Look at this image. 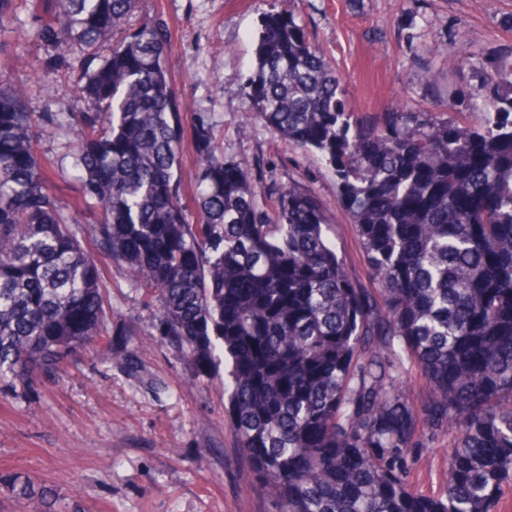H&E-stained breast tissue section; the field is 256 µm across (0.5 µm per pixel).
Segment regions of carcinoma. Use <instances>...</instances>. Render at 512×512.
I'll return each instance as SVG.
<instances>
[{
  "label": "carcinoma",
  "mask_w": 512,
  "mask_h": 512,
  "mask_svg": "<svg viewBox=\"0 0 512 512\" xmlns=\"http://www.w3.org/2000/svg\"><path fill=\"white\" fill-rule=\"evenodd\" d=\"M137 0H60L42 24L100 64L82 86L73 152L81 203L55 205L33 151L44 117L0 74V392L59 374L100 337L96 244L155 302L161 339L198 377L224 354L230 432L269 512H506L512 482V51L474 88L480 129L426 112L353 117L342 78L290 16L263 21L244 89L255 118L333 167L338 204L371 287L325 234L309 189L275 216L247 170L194 127L196 221L180 200L186 129L163 28H126ZM425 381L419 397L404 365ZM451 436L444 494L413 487L410 450ZM23 512H58L51 489L13 477Z\"/></svg>",
  "instance_id": "cac0c4a2"
}]
</instances>
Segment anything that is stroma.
Listing matches in <instances>:
<instances>
[{
    "instance_id": "obj_1",
    "label": "stroma",
    "mask_w": 512,
    "mask_h": 512,
    "mask_svg": "<svg viewBox=\"0 0 512 512\" xmlns=\"http://www.w3.org/2000/svg\"><path fill=\"white\" fill-rule=\"evenodd\" d=\"M58 9L57 0H15L0 28V71L26 83L30 111L55 116L34 152L67 212L79 197L69 177L85 110L78 88L99 60L83 46L40 38ZM271 12L293 16L343 75L356 115L429 112L470 125L478 117L468 104L450 114L444 103L474 88L475 64L512 44V0H138L129 16L128 27L167 31L185 127L211 128L225 160L249 171L267 211L275 209L274 187L311 189L332 221L339 256L366 279L332 168L252 118L243 83ZM84 246L102 271L111 342L77 351L62 378L41 377L19 397L0 394V476L31 477L81 512H267L227 425L223 362L194 380L172 348L148 339L152 302L99 254L89 232ZM449 443L439 434L415 451L419 492L442 495Z\"/></svg>"
}]
</instances>
